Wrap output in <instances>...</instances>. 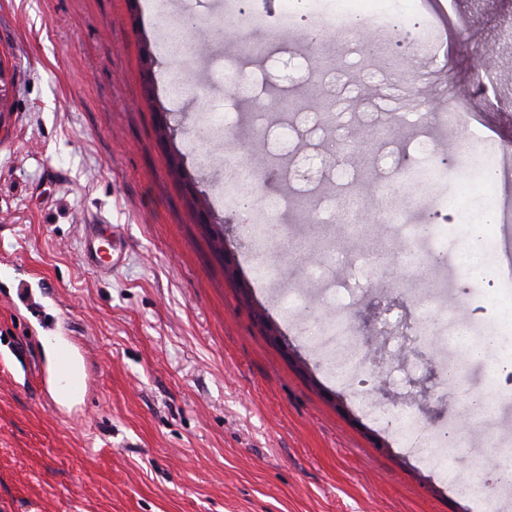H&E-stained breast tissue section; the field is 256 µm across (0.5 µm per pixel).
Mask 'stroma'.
<instances>
[{
	"label": "stroma",
	"mask_w": 512,
	"mask_h": 512,
	"mask_svg": "<svg viewBox=\"0 0 512 512\" xmlns=\"http://www.w3.org/2000/svg\"><path fill=\"white\" fill-rule=\"evenodd\" d=\"M152 0H0V62L12 82L0 112V255L44 279L85 344L90 389L57 408L43 379L53 349L24 311L0 297V512H480L455 487L471 481L485 437L512 440V372L499 350L470 359L449 343L457 296L470 298L467 334L512 339L490 297L512 299L496 253L477 271L460 255L469 227L501 184L466 178L474 159L512 154V0H348L351 12L402 8L405 27L436 31L417 53V84L399 83L402 34L372 54L340 40L307 41L289 0H252L260 23L215 36L225 0H174L192 16L194 54L162 48L169 15ZM187 93H165L170 70ZM279 101L269 110L270 101ZM453 104L455 119L434 118ZM395 115L386 133L356 142L371 112ZM226 118L203 143L199 123ZM287 150H280V138ZM434 155L422 154V144ZM215 168L203 170L198 153ZM457 153L454 170L439 156ZM240 155L265 195L307 193L314 223L292 211L288 231L261 243L241 231L219 168ZM427 183L406 224H340L347 195L377 202L405 157ZM437 224L401 261L418 224ZM109 224L122 259L103 273L85 258L86 227ZM340 323L334 344L354 365L329 368L297 305ZM442 353L452 385L431 380ZM492 407L481 433L461 425L471 396ZM414 419L399 421L402 407ZM455 431L457 444L440 438ZM423 433L429 454L406 439Z\"/></svg>",
	"instance_id": "35a3bbf8"
}]
</instances>
